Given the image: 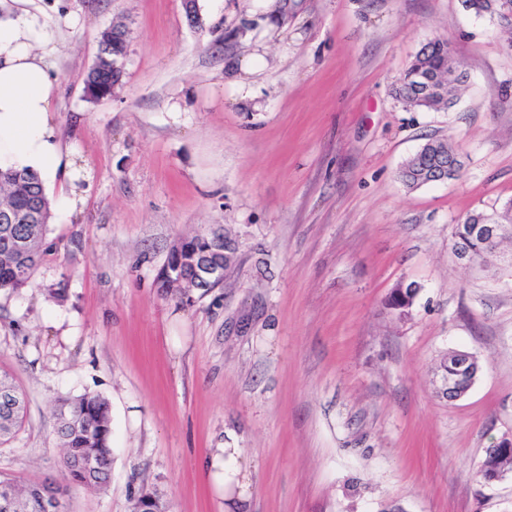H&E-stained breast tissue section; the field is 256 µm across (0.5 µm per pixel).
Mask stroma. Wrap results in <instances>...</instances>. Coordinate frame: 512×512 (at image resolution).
<instances>
[{"instance_id":"obj_1","label":"stroma","mask_w":512,"mask_h":512,"mask_svg":"<svg viewBox=\"0 0 512 512\" xmlns=\"http://www.w3.org/2000/svg\"><path fill=\"white\" fill-rule=\"evenodd\" d=\"M56 115L92 189L51 217L28 285L0 290V371L27 414L0 476L65 487V512H224L213 458L226 431L255 466L252 512H512V474L484 483L512 435V238L488 269L453 231L512 200V42L462 0H60ZM127 33L111 98L83 80L106 29ZM448 42L464 81L424 110L393 86L423 44ZM457 179L408 190L428 139ZM236 247L223 283L183 302L157 274L180 238ZM420 291L397 318V284ZM65 289V299L54 298ZM482 361L468 394H438L448 351ZM104 396L106 489L64 479L61 400Z\"/></svg>"}]
</instances>
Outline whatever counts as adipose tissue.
Returning a JSON list of instances; mask_svg holds the SVG:
<instances>
[{
	"instance_id": "ef3b65f1",
	"label": "adipose tissue",
	"mask_w": 512,
	"mask_h": 512,
	"mask_svg": "<svg viewBox=\"0 0 512 512\" xmlns=\"http://www.w3.org/2000/svg\"><path fill=\"white\" fill-rule=\"evenodd\" d=\"M57 41L31 0H0V169L27 171L60 185L58 214L75 210L91 183L54 121ZM224 512H250L252 467L241 448H223Z\"/></svg>"
}]
</instances>
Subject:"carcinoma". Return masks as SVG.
<instances>
[{"mask_svg":"<svg viewBox=\"0 0 512 512\" xmlns=\"http://www.w3.org/2000/svg\"><path fill=\"white\" fill-rule=\"evenodd\" d=\"M474 12L490 13L504 27H512V0H472ZM126 50V32L119 28L104 31L99 39V51L85 82L99 88V98L112 96V88L121 77V70L112 68L108 59L119 58ZM453 68L448 42L437 38L425 43L410 65L398 79L394 93L411 106L437 109L450 103L448 94L427 90V81L432 86L448 83V71ZM461 161L457 153L444 140L435 139L425 143L403 165L400 178L410 189L432 181L438 175L452 180L459 176ZM8 212L17 216L13 224L0 223V289L16 290L24 287L32 278L44 253L47 252L46 232L51 218L50 201L39 177L32 173L6 171L0 174V215ZM482 213L468 215L454 231L453 248L468 247L481 258L479 242L470 236V228L478 223ZM21 238L28 242L27 251L17 254L13 242ZM212 237L195 235L181 238L171 247L167 259L176 260L179 253L187 249L200 251L211 247ZM180 282L172 287L171 282L159 283V287L178 291L180 298H190L193 290L207 294L218 283L202 284L196 281L193 269L181 268ZM414 295L410 289L398 284L389 294L387 307L402 318L409 314ZM23 394L6 375L0 374V418H13L12 427H17L24 415ZM58 434L64 448V471L70 482L87 487L104 489L112 469L111 409L106 398L98 393H84L73 399L62 401L58 413ZM12 490L10 512H43L40 496L41 486L21 487L10 479L0 478V487ZM147 506L150 512H167V504L156 492L143 489L136 497L133 512H141Z\"/></svg>","mask_w":512,"mask_h":512,"instance_id":"obj_1","label":"carcinoma"}]
</instances>
